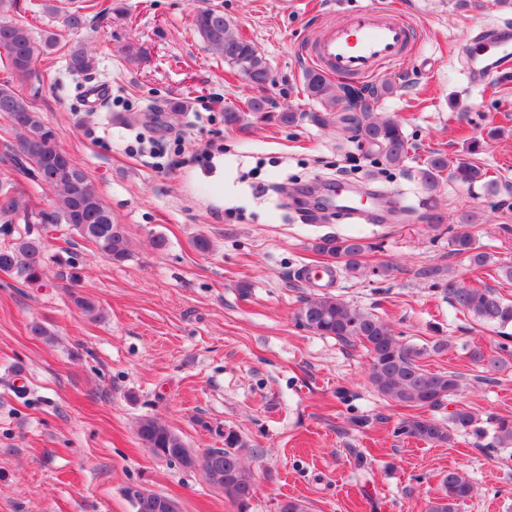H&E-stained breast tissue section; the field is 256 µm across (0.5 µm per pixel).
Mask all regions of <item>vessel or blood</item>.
Segmentation results:
<instances>
[{
    "instance_id": "b4317fda",
    "label": "vessel or blood",
    "mask_w": 512,
    "mask_h": 512,
    "mask_svg": "<svg viewBox=\"0 0 512 512\" xmlns=\"http://www.w3.org/2000/svg\"><path fill=\"white\" fill-rule=\"evenodd\" d=\"M418 46L410 21L397 11L373 6L338 13L317 39L302 46L301 53L310 66L328 78L367 81L382 70L398 66ZM511 61V25L479 31L468 49V81L473 85L487 84L504 76ZM336 211L350 219H373L358 195L343 188L336 192Z\"/></svg>"
}]
</instances>
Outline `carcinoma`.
<instances>
[{"label": "carcinoma", "instance_id": "obj_1", "mask_svg": "<svg viewBox=\"0 0 512 512\" xmlns=\"http://www.w3.org/2000/svg\"><path fill=\"white\" fill-rule=\"evenodd\" d=\"M16 5V0H0V50L4 51L8 69L19 81L27 80L36 62L45 70L53 65L52 48L58 43L50 33L38 40L25 20H7L5 15ZM112 13L109 0H80L63 11V24L68 29L85 27L89 16ZM195 31L207 47L224 59V63L242 75L253 73L258 82L269 75L266 59L255 44L244 38L234 21L217 6L201 8L193 15ZM97 58L92 51L74 46L69 50L67 68L75 75H89L97 69ZM340 86L323 73L310 70L305 76V90L318 101L323 111H343L340 121L361 146L374 147L378 163L388 169L403 166L409 143L401 122L391 115H376L373 108L378 99L393 93L389 82L349 88L347 98L338 94ZM248 111L254 119L274 120L290 125L298 119L296 112H270L263 96L247 100ZM0 116L5 118L13 140L5 142V149L13 162V170L40 189H50L57 195L53 211L33 214L22 203L18 185L0 184V215L15 218L23 216L24 232L14 237L11 244L0 246V272L15 276L28 284H38L45 276V245L41 235L34 234L30 224H66L79 237L94 243L103 256L114 263L126 261L130 244L122 227L112 219L91 184L88 172L57 145L55 128L27 97L8 83L0 84ZM426 190L433 191L443 175L467 185H490L487 171L471 162L462 161L449 167L448 158L432 152L421 170ZM450 246L457 254L467 255L475 266H483L487 256L478 251L473 235L468 231L448 229ZM367 245L356 237H325L316 244V250L343 263L351 276L360 275L364 267L359 257ZM448 297L453 307L465 317L501 330L503 352L512 346V300H504L491 288L450 287ZM299 322L322 336H332L344 345H358L369 355L368 379L381 396L412 410L439 408L456 391L460 382L453 373L432 372L420 364L425 349L404 342L378 316L363 311L344 299L331 294L308 298L298 312ZM469 360L486 369L505 364L501 357L487 355L477 344L466 345ZM475 427V417L466 408H456L441 422L421 413L412 416L401 427V433L425 443L446 444L462 431ZM141 444L158 459L190 472H198L214 489L237 509L249 512L254 477L244 465V456L250 452L249 442L237 431L224 430V447L212 448L204 455H196L183 438L168 425L155 418L145 417L137 423ZM494 444L500 448L512 445V421L496 422ZM442 494L429 501L427 512H457L459 504L471 497L473 486L458 469H450L441 479ZM135 512H179L177 502L159 493L144 490L134 497L127 495Z\"/></svg>", "mask_w": 512, "mask_h": 512}]
</instances>
